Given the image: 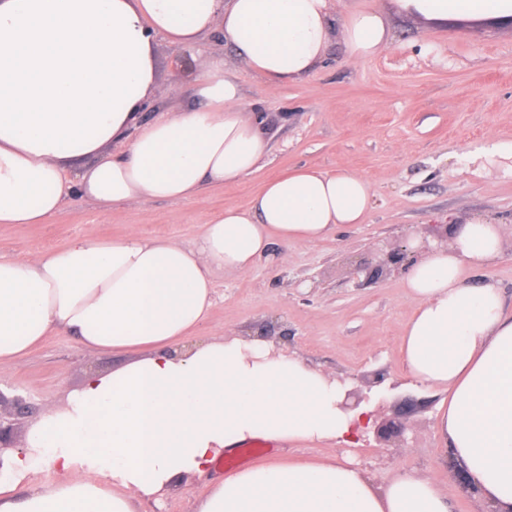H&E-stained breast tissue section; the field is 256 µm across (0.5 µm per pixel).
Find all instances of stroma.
I'll return each mask as SVG.
<instances>
[{
	"mask_svg": "<svg viewBox=\"0 0 512 512\" xmlns=\"http://www.w3.org/2000/svg\"><path fill=\"white\" fill-rule=\"evenodd\" d=\"M387 24L390 41L378 55L350 60L334 40L315 72L275 89L240 63L221 33L192 47L157 38V79L143 121L198 107V75L221 66L242 104L263 118L269 150L258 170L205 186L196 201L119 204L108 218L92 201L67 199L47 223L0 224V256L44 253L78 236L112 238L132 229L190 242L211 217L229 206L249 207L266 182L294 169L367 177L374 206L362 223L289 246L287 263L262 260L242 274L216 275L215 304L194 339L230 328L267 335L361 395L371 423L356 448L282 442L276 458L348 456L382 481L412 470L432 480L451 512H486L482 496L464 492L454 468L440 460L442 392L413 384L402 361L400 339L413 312L404 269L372 284L364 269L407 240L439 246L446 227L490 215L505 227L502 257L465 277L473 285L496 284L512 313V169L491 153L497 144L512 147V26L462 18L434 25L393 12ZM127 359L82 350L55 334L0 375V391L24 397L38 417L62 405L90 373H111ZM209 484L206 476L183 479L139 512H195Z\"/></svg>",
	"mask_w": 512,
	"mask_h": 512,
	"instance_id": "1",
	"label": "stroma"
}]
</instances>
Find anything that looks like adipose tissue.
<instances>
[{"mask_svg":"<svg viewBox=\"0 0 512 512\" xmlns=\"http://www.w3.org/2000/svg\"><path fill=\"white\" fill-rule=\"evenodd\" d=\"M407 16L512 18V0H391ZM220 32L269 87L311 74L331 39L351 60L388 44L385 12L333 21L328 0H0V224H43L66 198L102 214L143 200H196L203 186L252 174L267 153L238 85L200 74L198 108L140 120L156 80L154 43L192 46ZM126 144L119 155L107 146ZM92 164L76 178L69 165ZM372 186L356 173L301 168L228 207L190 244L132 230L87 235L35 255L0 257V368L47 336L128 353L88 375L60 409L0 451V512H138L185 476L209 473L254 439L355 446L365 411L302 359L246 335L192 342L214 305L215 272L283 262L275 242L312 244L361 223ZM501 256V224L476 216L419 257L403 286L402 336L421 386L446 391L443 448L469 470L491 512H512V315L492 283L464 268ZM53 470L57 478L36 484ZM196 512H450L427 479L385 483L340 461L268 463L212 482Z\"/></svg>","mask_w":512,"mask_h":512,"instance_id":"obj_1","label":"adipose tissue"}]
</instances>
